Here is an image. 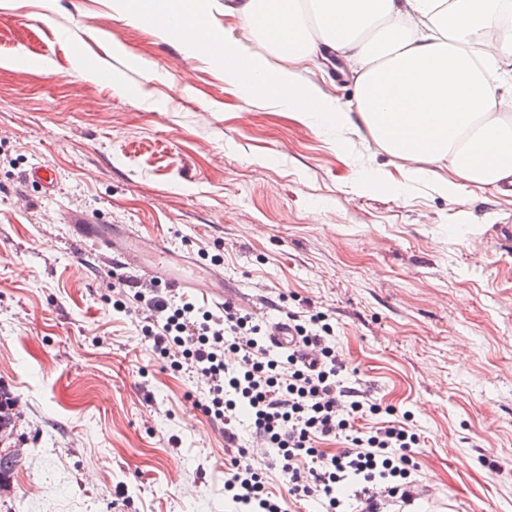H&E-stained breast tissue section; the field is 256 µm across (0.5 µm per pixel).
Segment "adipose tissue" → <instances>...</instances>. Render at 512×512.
<instances>
[{
    "mask_svg": "<svg viewBox=\"0 0 512 512\" xmlns=\"http://www.w3.org/2000/svg\"><path fill=\"white\" fill-rule=\"evenodd\" d=\"M161 34L189 27V52L226 61L224 79L280 89V106L306 125L347 129L385 153L409 182L434 176L455 199L464 187L512 184V38L471 51L480 33L512 20V0H226L216 30L203 0H167ZM264 42L268 54L252 51ZM286 59L274 67L271 57ZM342 59L353 101L337 105L298 80L299 68Z\"/></svg>",
    "mask_w": 512,
    "mask_h": 512,
    "instance_id": "ef3b65f1",
    "label": "adipose tissue"
}]
</instances>
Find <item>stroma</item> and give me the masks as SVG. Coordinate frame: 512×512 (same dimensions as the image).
<instances>
[{"label":"stroma","mask_w":512,"mask_h":512,"mask_svg":"<svg viewBox=\"0 0 512 512\" xmlns=\"http://www.w3.org/2000/svg\"><path fill=\"white\" fill-rule=\"evenodd\" d=\"M165 10L0 8V388L23 450L0 512L235 510L204 380L160 371L139 319L112 309L134 272L72 243V212L213 256L227 298L265 324L281 305L326 313L345 382L421 436V493L394 512H512V196L400 187L358 135L185 59L158 31ZM36 164L53 194L25 179Z\"/></svg>","instance_id":"obj_1"}]
</instances>
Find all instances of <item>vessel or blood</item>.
Returning <instances> with one entry per match:
<instances>
[{
    "mask_svg": "<svg viewBox=\"0 0 512 512\" xmlns=\"http://www.w3.org/2000/svg\"><path fill=\"white\" fill-rule=\"evenodd\" d=\"M67 224L72 239L93 243L143 281L214 297L224 294V279L218 272L191 255L174 250L166 240L147 244L126 225L104 224L80 213L69 214Z\"/></svg>",
    "mask_w": 512,
    "mask_h": 512,
    "instance_id": "b4317fda",
    "label": "vessel or blood"
}]
</instances>
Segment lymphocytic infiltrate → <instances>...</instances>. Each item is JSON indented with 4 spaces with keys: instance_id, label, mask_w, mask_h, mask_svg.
<instances>
[{
    "instance_id": "1",
    "label": "lymphocytic infiltrate",
    "mask_w": 512,
    "mask_h": 512,
    "mask_svg": "<svg viewBox=\"0 0 512 512\" xmlns=\"http://www.w3.org/2000/svg\"><path fill=\"white\" fill-rule=\"evenodd\" d=\"M131 301L116 300V311L135 307L141 332L162 370H192L209 390L202 411L224 429L234 446L224 471V489L235 512H288L287 506L317 501L337 512L338 484H359L354 512H380L383 499L411 501L418 463L412 453L420 437L395 409L361 398L341 377L334 329L325 313L288 314V325L307 349L274 350L268 329L233 303L217 309L199 302H175L170 289L130 281ZM250 420L251 437L279 465L287 490L268 483L249 449L239 447L241 416ZM380 415L381 426L368 417ZM338 444L337 452L324 449Z\"/></svg>"
}]
</instances>
